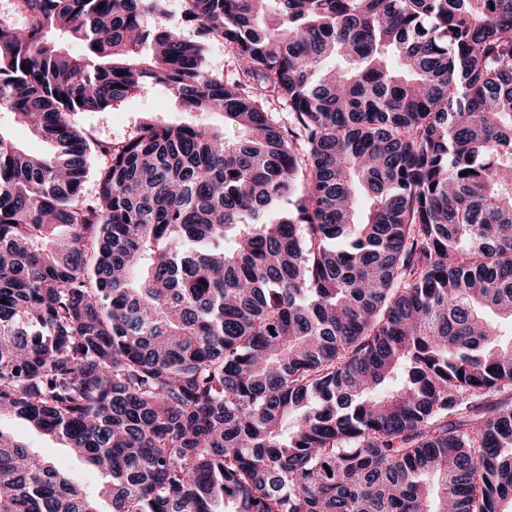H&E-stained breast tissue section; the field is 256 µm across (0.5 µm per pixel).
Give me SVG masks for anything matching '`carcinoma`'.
<instances>
[{
	"label": "carcinoma",
	"instance_id": "1",
	"mask_svg": "<svg viewBox=\"0 0 512 512\" xmlns=\"http://www.w3.org/2000/svg\"><path fill=\"white\" fill-rule=\"evenodd\" d=\"M180 10L0 0V512H512V0ZM205 64L209 71L224 75V79L237 76L238 60L222 42H211L205 48ZM147 116L169 123H180L187 118L176 104L175 96L151 82L143 84L137 95L107 112H92L83 118V131L95 139L117 141L133 133ZM0 124L2 130L13 140L25 145L31 152L41 154L47 151L48 144L35 137L28 128L18 122L10 112H0ZM0 427L56 467L66 471L84 490L96 492L103 482L102 475L83 460L73 456L63 441L41 434L27 422L11 415H1Z\"/></svg>",
	"mask_w": 512,
	"mask_h": 512
}]
</instances>
